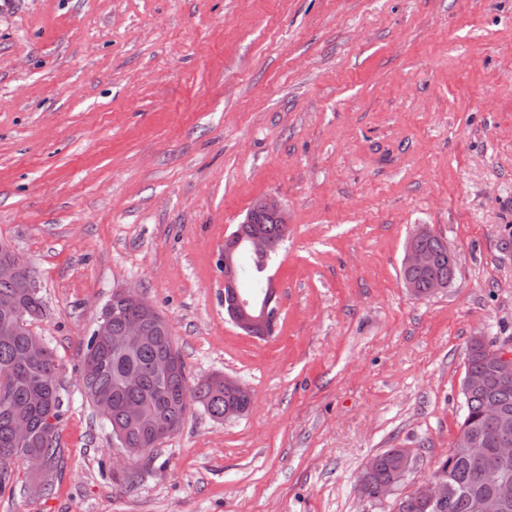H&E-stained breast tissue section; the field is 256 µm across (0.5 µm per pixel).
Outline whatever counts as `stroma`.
Wrapping results in <instances>:
<instances>
[{"mask_svg":"<svg viewBox=\"0 0 512 512\" xmlns=\"http://www.w3.org/2000/svg\"><path fill=\"white\" fill-rule=\"evenodd\" d=\"M267 195L290 224L259 339L220 254ZM419 224L456 256L427 298L401 282ZM0 240L66 394L50 490L16 464L0 512H391L455 443L471 339L512 349V0H0ZM127 287L191 380L252 394L128 460L81 381ZM390 448L413 469L364 497ZM11 251L10 258L0 259V280H13L0 282V305L4 300H13L17 305L39 316L42 313V300L37 280L31 267L22 261L12 248ZM25 270L31 273L35 288H29L26 274L22 279L15 281ZM397 451L400 456V467L398 464L399 458L397 456L395 448H390L385 452L375 456L374 467L373 458L367 463L366 468L368 470H371L373 467V469L371 472L365 473L364 471V473L362 474V476L366 479L367 490L365 489L363 482L360 481L358 483V488L361 494L371 498H384L394 491L397 483L405 480L408 473L413 468L414 462L416 460V455L414 453V449L411 448H397ZM398 467L399 474L397 480H394L396 479ZM388 483L391 484H389L385 488L383 494H381V492L378 493L379 490L385 487ZM367 491L372 496L368 495Z\"/></svg>","mask_w":512,"mask_h":512,"instance_id":"stroma-1","label":"stroma"}]
</instances>
